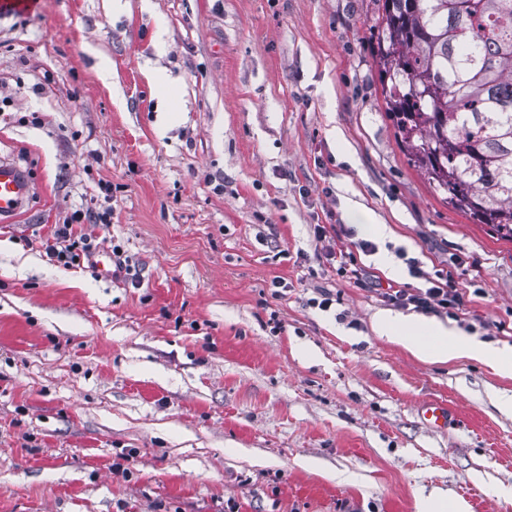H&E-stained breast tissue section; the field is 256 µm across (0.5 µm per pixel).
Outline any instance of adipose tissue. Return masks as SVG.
<instances>
[{"mask_svg":"<svg viewBox=\"0 0 512 512\" xmlns=\"http://www.w3.org/2000/svg\"><path fill=\"white\" fill-rule=\"evenodd\" d=\"M374 327L381 337L402 345L426 362L477 359L500 373L512 374L511 347L474 341L443 323L381 313L376 316Z\"/></svg>","mask_w":512,"mask_h":512,"instance_id":"1","label":"adipose tissue"}]
</instances>
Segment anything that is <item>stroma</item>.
Returning <instances> with one entry per match:
<instances>
[{"mask_svg": "<svg viewBox=\"0 0 512 512\" xmlns=\"http://www.w3.org/2000/svg\"><path fill=\"white\" fill-rule=\"evenodd\" d=\"M376 8L38 0L0 20V155L40 186L0 228V512H417L434 491L512 512L492 401L512 376L373 330L388 288L424 287L413 259L461 299L431 319L512 347V243L409 165ZM106 202L112 280L51 260L54 225ZM355 206L392 231L373 251ZM429 401L457 426L431 429Z\"/></svg>", "mask_w": 512, "mask_h": 512, "instance_id": "stroma-1", "label": "stroma"}]
</instances>
